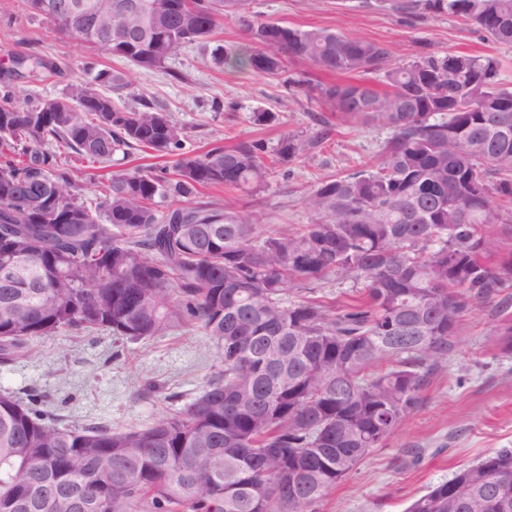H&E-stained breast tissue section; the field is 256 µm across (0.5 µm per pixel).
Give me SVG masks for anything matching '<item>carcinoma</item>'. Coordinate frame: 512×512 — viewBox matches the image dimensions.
<instances>
[{
	"label": "carcinoma",
	"mask_w": 512,
	"mask_h": 512,
	"mask_svg": "<svg viewBox=\"0 0 512 512\" xmlns=\"http://www.w3.org/2000/svg\"><path fill=\"white\" fill-rule=\"evenodd\" d=\"M112 14L111 55L165 67L186 44L234 18L245 45L233 68L278 75L290 56L336 74L381 73L320 88L336 124L391 130L380 162L320 180L303 200L315 215L262 238L259 219L191 203L201 187L263 185L262 142L183 151L184 128L146 98H112L126 75L86 63L55 98L30 99L12 79L0 93V260L28 266L0 279V358L28 354L62 332L106 331L130 341L178 328L217 345L200 393L148 426H60L46 411L0 395V512H318L338 483L390 441L422 402L428 376L456 351L469 307L501 297L489 340L512 353V87L499 60L422 46L389 65L374 41L301 30L247 16L246 0H192L194 13L151 18V0ZM407 19L443 15L512 46V0H379ZM14 75L55 71L20 55ZM93 163L140 148L178 156L174 170L112 174L89 202L57 148ZM309 141L283 137L274 160L306 157ZM361 281L350 303L290 301L329 274ZM512 469V449L488 453L429 488L406 512H512V485L488 503L482 471Z\"/></svg>",
	"instance_id": "carcinoma-1"
}]
</instances>
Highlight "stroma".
Wrapping results in <instances>:
<instances>
[{
	"label": "stroma",
	"mask_w": 512,
	"mask_h": 512,
	"mask_svg": "<svg viewBox=\"0 0 512 512\" xmlns=\"http://www.w3.org/2000/svg\"><path fill=\"white\" fill-rule=\"evenodd\" d=\"M257 21H280L303 30L323 29L385 45L390 61H413L421 46L433 52L464 50L492 55L512 82V46L494 43L473 23L452 16L407 20L364 0H248ZM243 33L233 19H220L211 39L181 48L165 68L138 69L59 32L35 15L23 0H0V68L20 53H38L59 65L54 73L26 75L21 84L32 98H52L96 59L102 68L124 72L130 82L123 105L137 107L146 97L170 112L184 127L187 152L211 146L232 147L262 141L275 148L284 135L310 138L327 105L318 87L336 83V74L289 59L281 76L259 77L248 70L217 65L216 47L241 45ZM234 110H227V103ZM273 112L276 122L255 124L256 112ZM378 124L331 127L305 161L277 165L257 188H203L196 202L230 207L263 219V233L282 224H306L304 196L323 178L344 176L380 156L390 137ZM169 157L149 150L115 156L108 164L70 157L68 166L85 198L93 200L114 171L172 166ZM500 317L494 303L474 305L458 327L459 348L430 378L424 401L385 446L370 453L321 504L320 512H405L429 487L448 480L488 452L512 448V355L491 342ZM216 345L197 332L175 330L129 341L109 333H63L39 342L33 352L0 364V393L52 411L59 423L142 427L193 399L215 363Z\"/></svg>",
	"instance_id": "stroma-1"
}]
</instances>
